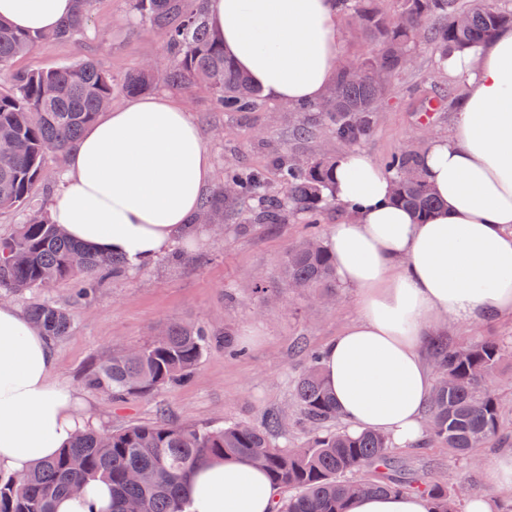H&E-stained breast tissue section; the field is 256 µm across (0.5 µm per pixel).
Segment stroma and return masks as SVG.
<instances>
[{
  "instance_id": "stroma-1",
  "label": "stroma",
  "mask_w": 512,
  "mask_h": 512,
  "mask_svg": "<svg viewBox=\"0 0 512 512\" xmlns=\"http://www.w3.org/2000/svg\"><path fill=\"white\" fill-rule=\"evenodd\" d=\"M85 58L117 77L146 63L164 62L157 35L133 22L130 0H96L84 35L42 43L13 65L45 70ZM450 86L466 89L464 81L449 80L430 44L418 43L375 112L371 132L353 144L338 139L319 112H298L267 98L260 111L225 112L206 88L174 87L170 93L181 100L200 131L214 182L223 180L225 165L238 163L262 171L270 193L281 196L286 188L273 164L277 157L302 164L354 148L382 163L399 151L423 152L453 125L454 108L424 111L428 98ZM303 125L310 134L300 139L296 130ZM307 222V216L288 209L280 223L247 224L239 211L229 210L221 229L198 225L193 236L149 267L131 266L122 276L105 280L88 304L73 306L67 281L20 294L10 303L22 311L45 299L73 308L72 333L52 346L51 378L79 392L89 406V427L120 430L159 420L182 427H221L257 424L266 414L279 412L286 426L276 433V442L298 448L312 431L333 433L345 427L339 418L316 428L302 420L294 384L305 369L307 349L324 347L358 316L354 289L336 286L334 296L322 301L312 292L283 286L282 260L305 235ZM262 280L269 285L264 295L255 291ZM174 321L201 323L216 335L189 383L116 403L85 385L86 374L96 365L147 343L159 325ZM434 330L452 342L489 336L512 351L511 317L445 319ZM228 336L247 348L246 356L225 352ZM492 384L505 404L497 444L478 449L474 464L449 458L447 449L433 444L398 447L394 455L402 471L451 486L463 484L472 492L485 489L486 471L498 450L512 448V358L500 365Z\"/></svg>"
}]
</instances>
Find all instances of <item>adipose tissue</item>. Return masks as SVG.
<instances>
[{
	"mask_svg": "<svg viewBox=\"0 0 512 512\" xmlns=\"http://www.w3.org/2000/svg\"><path fill=\"white\" fill-rule=\"evenodd\" d=\"M74 0H0V19L55 30ZM212 34L269 99L314 104L336 81L337 0H208ZM465 81L451 132L421 156L442 202L426 223L392 202L393 177L366 153L334 161L328 196L346 217L327 240L337 280L355 289L359 319L323 349L326 383L350 433L380 432L405 447L425 433L434 388L422 350L431 324L512 316V26L449 55ZM211 158L181 101L138 95L106 111L69 150L48 213L95 249L146 267L195 230ZM50 344L28 317L0 305V471L25 474L83 428L85 402L53 382ZM491 489L465 512H498L512 487V453L496 458ZM190 512H272L277 487L248 462L215 459L192 476ZM419 494H364L352 512H431Z\"/></svg>",
	"mask_w": 512,
	"mask_h": 512,
	"instance_id": "adipose-tissue-1",
	"label": "adipose tissue"
}]
</instances>
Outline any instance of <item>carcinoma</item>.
<instances>
[{"mask_svg":"<svg viewBox=\"0 0 512 512\" xmlns=\"http://www.w3.org/2000/svg\"><path fill=\"white\" fill-rule=\"evenodd\" d=\"M76 2L75 15L49 33L32 35L0 19V141L13 144L10 152L0 153V210L26 211L25 222L12 235L0 238L1 297L71 281L73 300L79 303L102 281L125 271L124 257L101 254L72 241L36 203L51 159L67 152L116 97L145 94L161 83L199 84L210 90L225 112H254L260 105L259 90L212 36L207 0H132L135 16L160 36L172 58L168 67L139 68L120 79L92 60L41 71L14 70V59L38 44L84 33L95 0ZM379 2L339 0L341 10L354 17L371 46L368 55L350 61L365 78L354 81L341 71L327 96L334 101L327 117L336 125V134L349 142L371 130L373 112L388 95L393 77L408 64L402 52L419 34L445 60L448 52L472 48L497 27L512 23L511 11L476 7L467 0H404L398 15L384 11ZM418 162V155L399 152L386 159L385 167L396 177L404 169L418 168ZM277 164L282 167L287 197L266 199L262 172L228 165L223 185L203 200L200 213L209 223L222 224L225 209L256 200L259 208L249 221L278 224L289 206L315 217L334 203L324 195L334 180L332 159ZM226 185L233 188L228 195ZM393 200L422 221L440 207L421 176L399 184ZM281 276L289 288L330 292L336 287L333 257L315 231H308L288 250ZM27 315L52 342L73 330L69 309L49 301L31 305ZM210 336L203 325L169 323L150 343L101 362L85 376V383L113 402L184 384L193 378ZM432 355L438 376L426 414L427 435L448 449V456L468 459L474 449L500 439L503 404L491 379L505 350L491 337L456 345L439 336ZM294 393L308 423L339 418L321 353L311 354ZM282 428L283 417L278 414L260 425L216 429L164 421L116 431L87 428L30 473L22 477L0 473V512H55L61 495L92 480L112 485L111 512H127L133 503L140 504L143 512H188L182 488L194 470L214 458L253 463L257 456L261 471L273 484L293 491L274 506L275 512H351L358 493H415L433 501V512L461 508L458 493L442 483L397 475L390 456L392 443L380 433H315L304 448H282L273 441ZM351 481L359 484L356 494L350 490Z\"/></svg>","mask_w":512,"mask_h":512,"instance_id":"carcinoma-1","label":"carcinoma"}]
</instances>
